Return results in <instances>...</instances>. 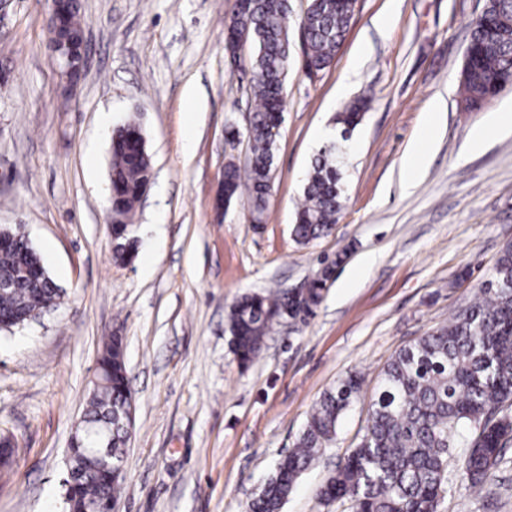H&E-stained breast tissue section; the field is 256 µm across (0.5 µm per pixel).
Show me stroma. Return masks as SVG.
I'll use <instances>...</instances> for the list:
<instances>
[{"instance_id": "stroma-1", "label": "stroma", "mask_w": 512, "mask_h": 512, "mask_svg": "<svg viewBox=\"0 0 512 512\" xmlns=\"http://www.w3.org/2000/svg\"><path fill=\"white\" fill-rule=\"evenodd\" d=\"M235 0H80L88 63L66 90L43 24L48 0L0 16V225L20 227L62 288L56 310L0 331V512H65L67 450L106 336L124 342L134 398L117 512H247L316 402L347 372L360 396L282 512H353L317 495L368 425L391 357L469 303L512 243V88L458 108L469 23L485 0H356L346 39L317 78L284 88L265 221L249 199L215 207L228 161L245 163L250 73L224 50ZM359 97L345 143L344 208L331 234L292 235L319 129ZM438 130L424 138L431 105ZM112 126L139 114L152 180L138 247L115 261L106 216ZM502 114L481 147L471 135ZM422 144L418 176L405 155ZM346 258L314 317L275 328L241 366L227 316L245 295L301 286ZM441 512H512V444L481 493L445 486Z\"/></svg>"}]
</instances>
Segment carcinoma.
Instances as JSON below:
<instances>
[{
    "mask_svg": "<svg viewBox=\"0 0 512 512\" xmlns=\"http://www.w3.org/2000/svg\"><path fill=\"white\" fill-rule=\"evenodd\" d=\"M355 0H307L300 20L307 75L329 66L345 41ZM293 17L291 0H249L233 11V21L253 35L248 87L252 117L248 130L250 155L244 166H224V190L236 199L247 192L252 214L263 223L268 189L285 99L277 88L285 85L294 62L291 44L284 41ZM80 8L71 24L57 31L74 48L73 67L81 74ZM512 80V0H485L483 12L469 25L467 58L460 85V107L478 111L494 99L500 86ZM358 98L338 116L341 136L348 139L368 110ZM140 124L131 119L112 133V212L126 219L112 225V253L122 263L136 255V239L129 224L136 203L146 190L151 160L139 140L132 138ZM336 142L312 159L296 213L295 240L307 245L330 234L343 210L344 187L337 166ZM13 243L0 247V277L11 285L0 288V329L11 330L60 304L62 290L43 268L39 254L18 230ZM26 267L30 275L13 277ZM324 282L310 287L311 304L305 317L315 314L323 300ZM286 294L244 297L229 313L230 344L241 363L263 350L267 335L285 318ZM102 383L93 387L77 441L68 449L65 483L66 512L88 507L109 512L123 476L106 477L100 453L109 447L123 455L128 443L124 412L130 389L124 361L123 337H107L98 357ZM362 376L351 372L339 378L316 403L305 427L278 462L249 512H282L296 480L333 440L343 412L360 392ZM512 244L505 245L490 277L476 298L448 323L401 349L387 364L369 407V421L361 441L345 462L330 473L319 492L326 503L351 501L356 512H440L442 491L453 470L459 487L478 491L493 477L512 441Z\"/></svg>",
    "mask_w": 512,
    "mask_h": 512,
    "instance_id": "obj_1",
    "label": "carcinoma"
}]
</instances>
